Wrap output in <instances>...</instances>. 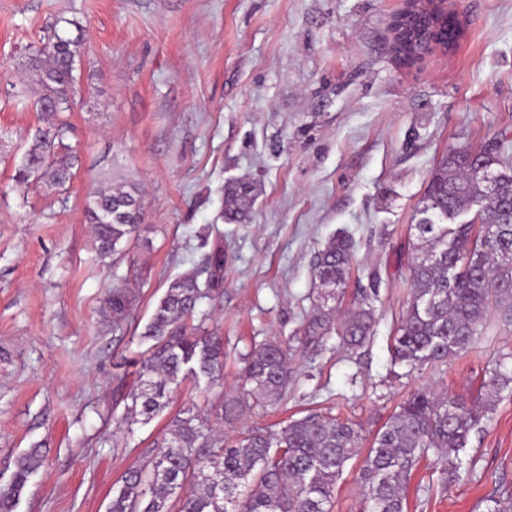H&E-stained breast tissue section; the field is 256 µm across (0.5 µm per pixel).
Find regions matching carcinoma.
<instances>
[{
    "mask_svg": "<svg viewBox=\"0 0 512 512\" xmlns=\"http://www.w3.org/2000/svg\"><path fill=\"white\" fill-rule=\"evenodd\" d=\"M80 43L59 34L32 51L23 80L32 81L37 106L48 127L38 129L15 168L14 180L63 186L73 177L75 156L59 153L55 140L60 114L71 110L74 68ZM256 193L245 180L224 188L225 216L244 224ZM418 244L410 265V295L391 346V363L412 368L435 366L467 352L487 329L492 310L512 322V165L485 148L453 152L434 173L418 209ZM98 255L110 257L140 237L142 208L138 189L100 186L85 211ZM354 245L347 235L330 238L319 251L312 274L319 304L304 328V339L319 344L336 334L355 349L370 339L374 311L368 298L336 325V300L349 273ZM209 281L194 271L172 282L141 333L146 350L137 360L139 383L129 394L118 423L147 424L167 406L171 385L191 379L210 388L223 377L224 343L215 332L193 324L198 305L224 278V249L207 256ZM129 294L114 289L106 314L119 328ZM296 348L267 340L244 355L239 391L222 397L213 411L187 409L168 423L145 451L143 465L127 471L113 489L108 512H330L332 494L345 463L363 440L356 424L331 413L311 412L279 430L247 427L224 438L223 425L242 419L249 402H278L288 389ZM512 383L499 369L490 374L483 401L461 395L439 396L414 390L378 430L363 459L360 481L365 512H407L405 488L418 463L433 453L443 478L462 477L459 452L471 431ZM37 447L15 460L9 483L0 486V512H14L20 494L41 466ZM234 509H226V503Z\"/></svg>",
    "mask_w": 512,
    "mask_h": 512,
    "instance_id": "carcinoma-1",
    "label": "carcinoma"
}]
</instances>
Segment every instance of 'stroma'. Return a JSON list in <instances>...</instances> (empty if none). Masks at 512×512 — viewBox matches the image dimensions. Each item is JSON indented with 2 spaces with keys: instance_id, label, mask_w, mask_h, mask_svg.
Segmentation results:
<instances>
[{
  "instance_id": "1",
  "label": "stroma",
  "mask_w": 512,
  "mask_h": 512,
  "mask_svg": "<svg viewBox=\"0 0 512 512\" xmlns=\"http://www.w3.org/2000/svg\"><path fill=\"white\" fill-rule=\"evenodd\" d=\"M405 0H0V484L16 458L44 460L16 512H107L112 487L179 411L213 392L184 381L149 424L116 429L136 387L140 334L171 282L224 245V283L204 299L224 339V393L241 356L299 336L317 296L324 243H355L346 310L370 296L375 323L361 349L337 338L308 346L286 396L246 424L334 414L373 435L409 390L472 398L498 364L512 368V327L493 313L467 353L424 370L391 371L390 345L409 298L416 210L454 151L512 136V0H448L462 34L413 62L393 50ZM81 26L76 102L63 142L69 184H17L14 167L42 127L12 85L30 50L68 21ZM257 190L250 221L224 217V187ZM130 183L141 239L101 258L85 208L106 183ZM129 315L113 329L111 289ZM461 458L472 473L443 484L434 456L409 480L408 512H491L512 495V389L500 392ZM361 457L339 476L331 512H362Z\"/></svg>"
}]
</instances>
